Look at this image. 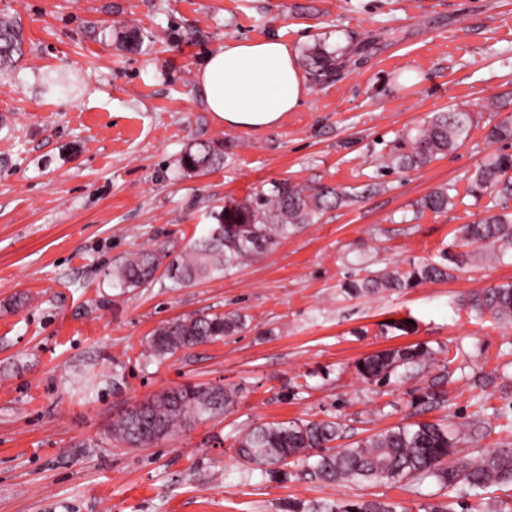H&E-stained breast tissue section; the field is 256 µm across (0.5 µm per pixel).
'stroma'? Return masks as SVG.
Here are the masks:
<instances>
[{
    "label": "stroma",
    "instance_id": "obj_1",
    "mask_svg": "<svg viewBox=\"0 0 512 512\" xmlns=\"http://www.w3.org/2000/svg\"><path fill=\"white\" fill-rule=\"evenodd\" d=\"M26 38L0 76V512H284L288 502L382 500L428 512L454 499L465 512H501L512 488L477 496L435 480L274 483L234 457L257 424L337 420L347 441L415 422L416 391L438 384L447 409L428 420L479 423L462 444L471 461L512 443V325L478 317L460 299L512 281V257L450 278L353 298L342 285L366 272L439 260L481 205L442 214L416 203L439 185L465 187L497 144L484 125L512 115V0H0ZM138 27L137 52L111 33ZM280 37L354 50L360 64L317 83L274 128H227L208 112L196 71L242 39ZM497 112L480 111L487 100ZM464 106L479 122L457 150L417 170L383 165L394 141L430 113ZM217 142L227 160L187 174L188 144ZM287 179L354 193L352 203L283 239L219 279L139 288L108 276L128 253L182 252L225 200ZM236 311L246 327L164 361L146 341L183 315ZM414 317L416 333L381 334ZM423 343L417 370L380 386L357 359ZM492 375L481 388L479 376ZM185 383L239 387L233 410L144 448L113 441L118 415Z\"/></svg>",
    "mask_w": 512,
    "mask_h": 512
}]
</instances>
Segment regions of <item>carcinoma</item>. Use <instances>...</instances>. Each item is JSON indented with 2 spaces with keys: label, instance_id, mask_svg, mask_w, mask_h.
<instances>
[{
  "label": "carcinoma",
  "instance_id": "obj_1",
  "mask_svg": "<svg viewBox=\"0 0 512 512\" xmlns=\"http://www.w3.org/2000/svg\"><path fill=\"white\" fill-rule=\"evenodd\" d=\"M21 26L10 18L0 19V75L11 70L24 55ZM345 66L339 56L313 50L306 56V67L319 83L337 75ZM477 126L473 113L450 108L435 112L397 140L387 155L388 167L419 169L456 149ZM485 140L512 142V115L489 128ZM224 163V150L209 142L190 144L180 157L187 172H200ZM465 195L475 202L488 198L484 216L459 228L455 242L439 262L371 272L343 284L353 296H368L382 290L411 288L424 282L445 280L452 270H460L476 260L498 259L512 253V153L495 152L481 160L467 177ZM456 184L435 188L420 199L422 211L445 213L457 204ZM352 200L346 193L329 186L300 187L286 180L271 183L245 202L224 204L211 214L215 223L197 238L184 254L173 258L163 276L191 282L216 279L249 259L277 246L280 240L308 224L317 223L326 211ZM478 246L480 252L469 250ZM160 263L152 250L131 253L112 267V284L139 288L154 280ZM463 305L482 315L512 324V282L493 284L463 299ZM246 327L236 312L211 316L188 315L159 326L147 342L148 356L166 359L199 344L216 342ZM432 351L423 344L385 349L358 359L356 374L370 383L386 384L400 368L419 367ZM238 390L223 386L183 384L161 391L126 410L112 420V440L130 448H141L163 440L197 420L223 414L235 406ZM415 414L448 408V391L434 385L419 389L411 400ZM343 438L338 421L286 420L256 425L241 435L235 458L260 470L268 480L285 483L294 476L290 464L303 462L310 476L325 483L387 481L435 478L444 488L464 484L478 492L490 487L512 486V446L499 445L478 459L457 463L460 434L448 430L442 420L417 421L396 425L344 446L333 442ZM313 512H407L379 500L321 503Z\"/></svg>",
  "mask_w": 512,
  "mask_h": 512
}]
</instances>
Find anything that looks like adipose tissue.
Listing matches in <instances>:
<instances>
[{"label":"adipose tissue","mask_w":512,"mask_h":512,"mask_svg":"<svg viewBox=\"0 0 512 512\" xmlns=\"http://www.w3.org/2000/svg\"><path fill=\"white\" fill-rule=\"evenodd\" d=\"M205 103L227 127L267 129L307 95L293 50L276 37L226 44L197 73Z\"/></svg>","instance_id":"obj_1"}]
</instances>
